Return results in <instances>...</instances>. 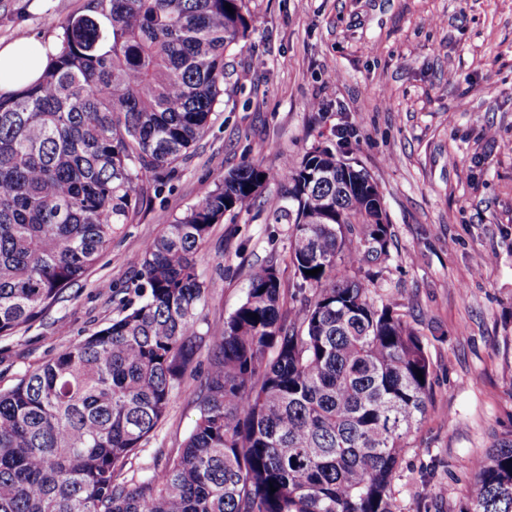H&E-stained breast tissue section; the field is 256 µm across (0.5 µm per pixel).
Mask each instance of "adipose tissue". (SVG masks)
<instances>
[{"mask_svg": "<svg viewBox=\"0 0 512 512\" xmlns=\"http://www.w3.org/2000/svg\"><path fill=\"white\" fill-rule=\"evenodd\" d=\"M59 50L58 43L26 36L0 42V94L8 96L35 84Z\"/></svg>", "mask_w": 512, "mask_h": 512, "instance_id": "ef3b65f1", "label": "adipose tissue"}]
</instances>
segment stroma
<instances>
[{"instance_id": "obj_1", "label": "stroma", "mask_w": 512, "mask_h": 512, "mask_svg": "<svg viewBox=\"0 0 512 512\" xmlns=\"http://www.w3.org/2000/svg\"><path fill=\"white\" fill-rule=\"evenodd\" d=\"M0 0V39L61 40L84 0ZM213 124L161 202L39 319L0 338V390L108 325L145 244L243 163L277 170L321 146L364 167L390 224L375 299L396 303L431 365L429 412L393 476L396 512H467L472 462L512 443V0H249ZM277 184L213 225L199 253L203 342L167 414L126 466L138 480L177 456L198 416L209 347L275 261L291 287Z\"/></svg>"}]
</instances>
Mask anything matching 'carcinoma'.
Masks as SVG:
<instances>
[{"label": "carcinoma", "mask_w": 512, "mask_h": 512, "mask_svg": "<svg viewBox=\"0 0 512 512\" xmlns=\"http://www.w3.org/2000/svg\"><path fill=\"white\" fill-rule=\"evenodd\" d=\"M251 22L248 0H87L42 80L0 97V338L41 317L162 195L210 128ZM272 182L295 292L273 263L251 273L185 447L130 483L128 460L199 347L201 246ZM382 210L372 176L319 146L289 175L252 163L221 175L145 244L137 301L0 392V512H394L430 363L398 306L357 276L389 256ZM475 471L469 512H512V446Z\"/></svg>", "instance_id": "1"}]
</instances>
